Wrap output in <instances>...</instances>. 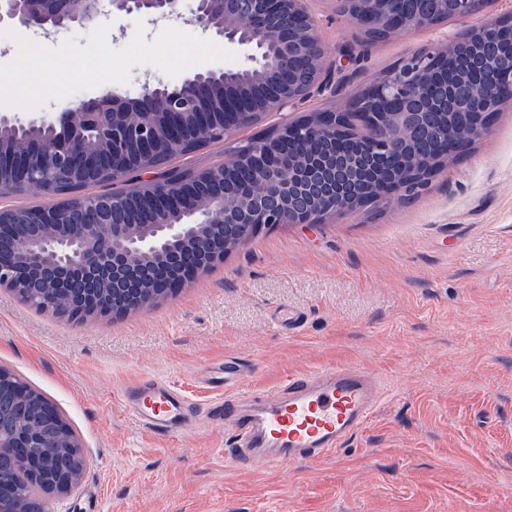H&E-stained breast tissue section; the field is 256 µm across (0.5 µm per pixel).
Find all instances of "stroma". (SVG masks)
Listing matches in <instances>:
<instances>
[{
  "instance_id": "1",
  "label": "stroma",
  "mask_w": 512,
  "mask_h": 512,
  "mask_svg": "<svg viewBox=\"0 0 512 512\" xmlns=\"http://www.w3.org/2000/svg\"><path fill=\"white\" fill-rule=\"evenodd\" d=\"M308 7L329 63L351 79L303 101L301 116L346 107L402 58L512 15V0H489L470 18L369 42L332 0ZM350 46L365 61L349 63ZM282 120L270 113L175 163H223ZM281 306L303 312L299 329H280ZM231 361L252 397L341 364L384 396L334 454L238 469L213 411ZM0 365L59 409L89 459L49 512H512V102L423 196L263 230L141 312L74 322L0 288ZM152 379L184 396L191 431L155 434L121 406Z\"/></svg>"
}]
</instances>
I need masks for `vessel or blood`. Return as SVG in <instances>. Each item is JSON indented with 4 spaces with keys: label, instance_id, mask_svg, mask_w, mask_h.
I'll use <instances>...</instances> for the list:
<instances>
[{
    "label": "vessel or blood",
    "instance_id": "vessel-or-blood-1",
    "mask_svg": "<svg viewBox=\"0 0 512 512\" xmlns=\"http://www.w3.org/2000/svg\"><path fill=\"white\" fill-rule=\"evenodd\" d=\"M381 397L377 382L363 369L336 366L289 377L264 394L260 410L242 399H225L235 446L229 461L237 467H277L287 460H318L348 441L373 413ZM124 408L159 434L187 426L184 400L174 389L149 384L122 393Z\"/></svg>",
    "mask_w": 512,
    "mask_h": 512
}]
</instances>
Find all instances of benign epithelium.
Masks as SVG:
<instances>
[{"mask_svg": "<svg viewBox=\"0 0 512 512\" xmlns=\"http://www.w3.org/2000/svg\"><path fill=\"white\" fill-rule=\"evenodd\" d=\"M103 0H0V22L35 26L49 35L70 24L97 18ZM376 23L382 27L398 0H377ZM126 13L143 12L159 18L180 15L181 0H108ZM448 0H422L405 19L402 31L435 24V13ZM188 22L256 52L255 65L244 71L198 74L177 90L160 82H145L134 98L110 90L77 108L21 118L0 115L8 129L61 126L74 134L45 137L31 155L0 154V169L13 180L35 184L49 196L60 195L62 171L100 173L125 182L129 170L110 165L136 148L145 156L164 138L171 150L183 148L182 128L192 117L205 140L222 139L269 112H286L299 102L327 91H340L327 64L318 35V21L307 0H195ZM501 19L474 28L473 35L488 49L476 52L473 66L497 72L499 79L482 84L468 100L470 122L462 125L448 111L454 88L430 82L438 61L454 54L458 42L419 51L374 79L364 88L371 102L396 100L397 112H365L370 137L351 129L348 113L310 112L281 125L278 132L293 145L288 157L274 159L271 141L255 139L224 162V172L245 171L247 189L229 197L215 193L197 202L194 178H178L162 166L141 164L136 174L149 175L144 189L161 209L179 213L175 223L127 224L112 220V211L126 201V192L68 191V205L52 204L35 217L13 208L0 209V288L24 292L39 308L74 320L123 316L150 308L180 286L210 271L256 233L281 224L315 225L330 217L362 212L380 203L401 202L425 193L435 178L458 160V153L484 138L494 113L512 101V66L498 70L496 59L512 58V42L496 33ZM305 74L289 64L299 31ZM224 93L230 110L242 94L255 104L231 113L218 123L207 118L199 88ZM94 130L98 147L87 145L84 129ZM0 393L29 410L27 418L0 419V457L11 456L26 441L33 451L18 466L42 484L46 495L69 493L79 486L87 467L65 465L63 458L82 447L79 437L45 397L32 388L10 384L0 368ZM0 512H35L18 495L11 476L0 470Z\"/></svg>", "mask_w": 512, "mask_h": 512, "instance_id": "obj_1", "label": "benign epithelium"}]
</instances>
